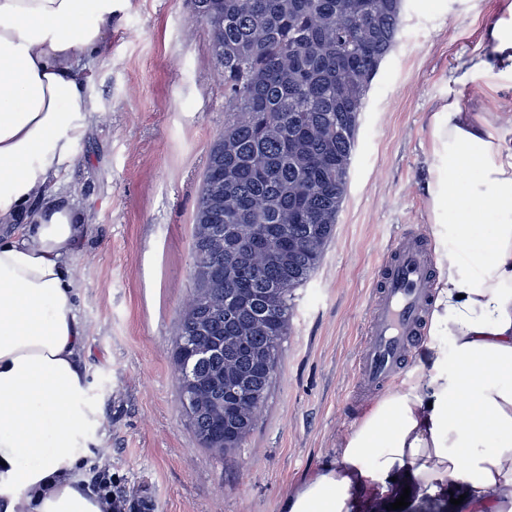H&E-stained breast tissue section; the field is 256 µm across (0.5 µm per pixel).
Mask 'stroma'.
Wrapping results in <instances>:
<instances>
[{"mask_svg": "<svg viewBox=\"0 0 512 512\" xmlns=\"http://www.w3.org/2000/svg\"><path fill=\"white\" fill-rule=\"evenodd\" d=\"M100 51L83 58L95 113L54 199L84 216L66 264L104 416L90 457L111 468L124 512H283L336 459L370 406L350 394L376 262L395 236L426 234L431 115L449 100L504 112L512 88L464 78L500 0H406L397 42L362 116L347 195L313 278L295 292L288 338L254 431L233 459L203 448L173 364L194 291V213L224 130V77L193 0H117Z\"/></svg>", "mask_w": 512, "mask_h": 512, "instance_id": "obj_1", "label": "stroma"}]
</instances>
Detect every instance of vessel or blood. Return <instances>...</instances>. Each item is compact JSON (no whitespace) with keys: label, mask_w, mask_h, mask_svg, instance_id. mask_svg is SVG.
<instances>
[{"label":"vessel or blood","mask_w":512,"mask_h":512,"mask_svg":"<svg viewBox=\"0 0 512 512\" xmlns=\"http://www.w3.org/2000/svg\"><path fill=\"white\" fill-rule=\"evenodd\" d=\"M433 267L421 236L393 238L378 266L352 394L380 393L406 367L421 338L431 299Z\"/></svg>","instance_id":"vessel-or-blood-1"}]
</instances>
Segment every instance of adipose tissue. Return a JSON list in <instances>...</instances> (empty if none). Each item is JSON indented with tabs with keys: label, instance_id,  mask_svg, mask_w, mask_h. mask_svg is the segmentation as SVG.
I'll use <instances>...</instances> for the list:
<instances>
[{
	"label": "adipose tissue",
	"instance_id": "adipose-tissue-1",
	"mask_svg": "<svg viewBox=\"0 0 512 512\" xmlns=\"http://www.w3.org/2000/svg\"><path fill=\"white\" fill-rule=\"evenodd\" d=\"M114 0H0V512H102L77 469L100 440L85 335L65 266L83 231L69 202L31 212L78 155L94 113L81 56ZM467 75L512 83V0ZM512 113L456 100L431 119L428 185L437 277L422 350L287 512H373L405 482L454 486L455 512H512Z\"/></svg>",
	"mask_w": 512,
	"mask_h": 512
}]
</instances>
